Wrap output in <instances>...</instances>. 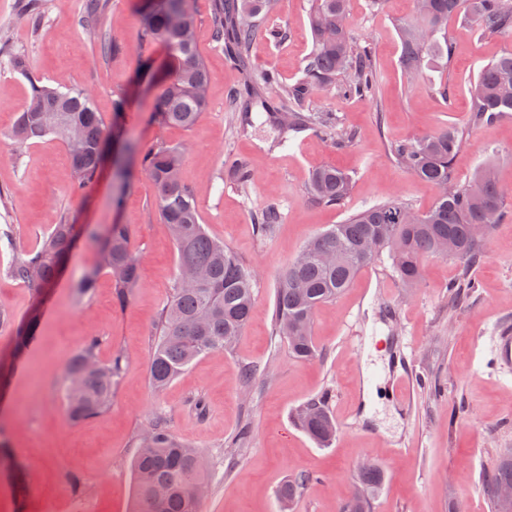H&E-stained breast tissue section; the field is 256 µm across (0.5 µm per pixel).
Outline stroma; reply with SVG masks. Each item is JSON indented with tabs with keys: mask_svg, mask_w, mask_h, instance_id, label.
<instances>
[{
	"mask_svg": "<svg viewBox=\"0 0 512 512\" xmlns=\"http://www.w3.org/2000/svg\"><path fill=\"white\" fill-rule=\"evenodd\" d=\"M87 2L39 0L42 18L31 26L18 18L22 0H0V37L29 59L24 77L0 58V133L12 127L33 78L85 89L107 123L116 96L127 95L123 126L141 149L187 144L181 179L207 233L255 269V302L232 350L195 360L165 390L154 391L148 355L177 271L175 245L156 207V185L140 170L126 191L117 192L107 164L96 183L76 194L60 141L48 137L16 153L0 140V225H11L17 245L34 247L66 216L101 229L128 225L141 258L140 286L127 305L114 304L105 272L91 301L82 302L74 283L96 264L98 245L80 239L39 301L5 275L12 251L0 244V309L19 320L32 308L41 310L37 337L19 362L8 356L10 329L0 328V363L8 366L0 426L27 474L20 493L15 480L0 472V512H129L136 440L158 417L178 440L212 460L201 512H340L366 459L385 475L373 512H492L489 499L474 487L489 459L512 449V373L489 365L496 330L512 326V194L472 268L452 257L430 258L412 288L397 286L389 260L361 271L350 288L317 310L316 359H293L287 342L274 336L273 301L283 271L313 235L379 202L397 200L416 213L434 204L436 188L395 163L394 143L442 128L462 130L465 140L454 161L458 183L468 184L490 166L512 191V119L469 125L470 88L483 66L512 50V38L483 37L450 19L452 65L412 79L401 64L397 25L413 13L415 0H351L350 34L372 49L377 94L363 99L325 88L304 108L332 113L352 132V142L339 148L307 129L281 149L262 104L252 106V126L239 125L241 74L213 41L210 0L192 4L197 49L210 81L208 106L189 131L149 120L157 88L143 66L160 63L165 51L141 45L137 0H109L99 38L83 27ZM310 8L311 0H280L261 19V27L281 28L286 37L276 45L257 37L250 54L254 80L270 70L287 83L300 77L312 47ZM113 41L122 53H112ZM240 161L255 174L245 190L221 178ZM323 166L339 167L352 178L340 207L323 206L308 192L311 173ZM117 195L118 207L112 203ZM270 205L279 209L280 222L264 236L253 216ZM465 271L474 287L450 305L448 289ZM94 334L101 339L100 360L121 351L125 369L111 409L74 424L66 416L64 377L70 357ZM246 364L260 369L250 388L241 380ZM325 391L336 436L321 446L302 432L295 412ZM246 419L248 445L228 455L226 446ZM302 472L312 474V482L282 506L278 489ZM74 476L84 484L82 495L70 487Z\"/></svg>",
	"mask_w": 512,
	"mask_h": 512,
	"instance_id": "obj_1",
	"label": "stroma"
}]
</instances>
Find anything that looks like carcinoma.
Masks as SVG:
<instances>
[{"mask_svg":"<svg viewBox=\"0 0 512 512\" xmlns=\"http://www.w3.org/2000/svg\"><path fill=\"white\" fill-rule=\"evenodd\" d=\"M211 2L215 43L228 52L236 66L247 69L259 21L276 9L278 0ZM89 4L85 27L96 35L97 21L108 3L89 0ZM348 7L349 0H315L309 15L312 51L296 83L284 85L270 73L263 85L249 84L245 88L247 106L269 94L280 103L274 123L282 146L291 140L290 134L305 128L319 131L336 145L349 142L347 133L329 113L303 109L304 103L323 88L333 85L341 94L369 99L375 95L377 73L371 50L355 45L343 24ZM418 7L429 11L424 19L431 29L429 36L421 34L415 16L399 24L401 64L410 76L451 63L452 46L443 33L450 17H461L475 25L482 36H512V0H423ZM137 13L141 43L160 44L167 51L164 69L154 75L159 91L150 120L160 126L190 130L208 101V74L194 38L191 0H138ZM471 93L472 124L512 118V51L481 69ZM126 107L125 96L118 95L112 125L107 126L89 93L76 88L61 90L33 80L29 99L17 112L6 138L16 150L47 137L60 140L70 155L75 193L98 180L103 155L111 142L123 145L157 185V208L174 241L178 271L207 273V279L191 288L175 283L161 309L157 339L148 358L150 385L161 391L195 359L228 350L243 333L254 305L256 277L224 242L211 238L200 224L195 197L179 178L185 146L158 143L140 150L125 136L120 123ZM462 143V132L446 128L392 147L398 165L439 191L431 209L418 215V222L407 223L409 208L395 200L376 203L312 237L288 265L275 294L273 333L286 338L294 359L309 361L317 357L312 334L317 308L335 300L363 269L383 255H388L395 279L412 287L420 280L423 263L437 256L436 249L444 239L456 242V257L463 261L484 252L485 240L494 228L487 223L488 215L502 214L505 191L488 167L468 184L457 183L452 161ZM350 187V177L332 166L317 169L310 179L313 197L327 206L344 204ZM257 222L261 233H270L278 223L277 210L271 207L263 211ZM85 232L95 235L93 230L65 219L29 249L17 246L11 225H5L0 229V241H6L13 257L4 273L42 299L57 278L63 259ZM102 271L111 275L115 302L124 307L140 282V258L130 247L128 225L111 224L106 229L99 241L96 265L84 270L75 284L80 300H91ZM38 322L36 310L19 324L0 311V327L14 329L12 359L20 358L35 340ZM98 345V337H89L68 364V379L83 375L89 363L97 366L96 373L85 378L81 386L67 387L68 415L74 422L108 411L125 368V358L119 351L110 362H99ZM326 399L325 395L313 399L297 412L302 431L322 445L336 434ZM149 433L150 449L138 450L132 461L133 512H199V501L192 497L190 488L205 481L204 456L178 441L160 420L151 425ZM312 480L311 475L304 474L287 481L279 489V498L292 502ZM358 480L360 489L345 502L343 512H371V500L384 475L379 467L367 464L360 467ZM499 485H512L511 453L495 457L490 479L481 490L489 497L493 512H512V502L502 503L495 497Z\"/></svg>","mask_w":512,"mask_h":512,"instance_id":"obj_1","label":"carcinoma"}]
</instances>
